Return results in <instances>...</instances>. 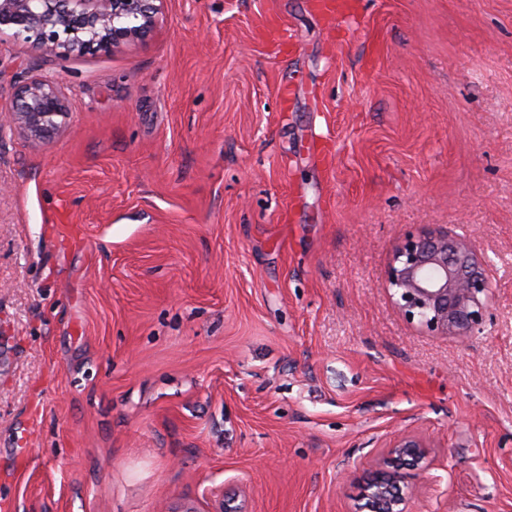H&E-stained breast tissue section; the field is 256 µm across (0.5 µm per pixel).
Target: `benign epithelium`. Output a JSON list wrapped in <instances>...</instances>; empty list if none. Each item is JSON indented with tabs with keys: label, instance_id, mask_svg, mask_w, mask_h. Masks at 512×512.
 I'll return each mask as SVG.
<instances>
[{
	"label": "benign epithelium",
	"instance_id": "obj_1",
	"mask_svg": "<svg viewBox=\"0 0 512 512\" xmlns=\"http://www.w3.org/2000/svg\"><path fill=\"white\" fill-rule=\"evenodd\" d=\"M165 0H0V36L46 52L68 55L109 51L146 41ZM67 105L39 74L20 81L9 110L15 129L34 146L62 129ZM395 303L410 323L437 336H468L489 312L491 286L482 260L466 238L448 233H407L394 246L387 272ZM427 444L402 434L389 444L385 469L366 484L358 512H406L407 472L421 468Z\"/></svg>",
	"mask_w": 512,
	"mask_h": 512
}]
</instances>
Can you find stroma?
Listing matches in <instances>:
<instances>
[{"label":"stroma","mask_w":512,"mask_h":512,"mask_svg":"<svg viewBox=\"0 0 512 512\" xmlns=\"http://www.w3.org/2000/svg\"><path fill=\"white\" fill-rule=\"evenodd\" d=\"M349 3L166 0L149 41L66 58L0 40V110L30 71L70 109L38 148L0 129L11 512H356L400 434L430 446L407 512H512V0ZM434 229L492 284L467 336L388 288Z\"/></svg>","instance_id":"stroma-1"}]
</instances>
